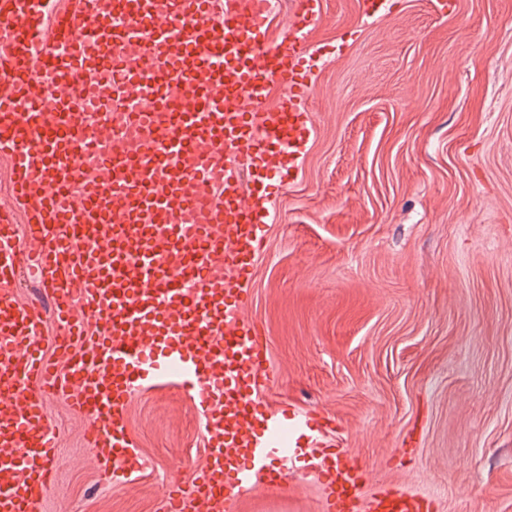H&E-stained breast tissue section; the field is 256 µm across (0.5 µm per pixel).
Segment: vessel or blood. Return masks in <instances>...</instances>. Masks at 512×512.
<instances>
[{
  "label": "vessel or blood",
  "mask_w": 512,
  "mask_h": 512,
  "mask_svg": "<svg viewBox=\"0 0 512 512\" xmlns=\"http://www.w3.org/2000/svg\"><path fill=\"white\" fill-rule=\"evenodd\" d=\"M320 0H0V512H44L58 453L45 388L89 421L98 468L140 472L126 411L175 385L201 410L204 466L162 512H235L260 486L315 474L324 512H428L401 489L364 493L367 469L311 414L263 395L276 377L244 314L277 186L313 132ZM109 89L118 114L75 95ZM27 254L43 298L19 301ZM80 338L68 370L44 357Z\"/></svg>",
  "instance_id": "1"
}]
</instances>
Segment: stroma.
Instances as JSON below:
<instances>
[{
  "mask_svg": "<svg viewBox=\"0 0 512 512\" xmlns=\"http://www.w3.org/2000/svg\"><path fill=\"white\" fill-rule=\"evenodd\" d=\"M322 0L310 34L314 132L275 218L246 316L289 403L335 422L368 468L433 512H512V0ZM60 450L47 512H161L166 485L202 467L186 391L127 408L141 457L100 476L88 420L55 393ZM315 477L258 488L237 512H323Z\"/></svg>",
  "mask_w": 512,
  "mask_h": 512,
  "instance_id": "obj_1",
  "label": "stroma"
}]
</instances>
